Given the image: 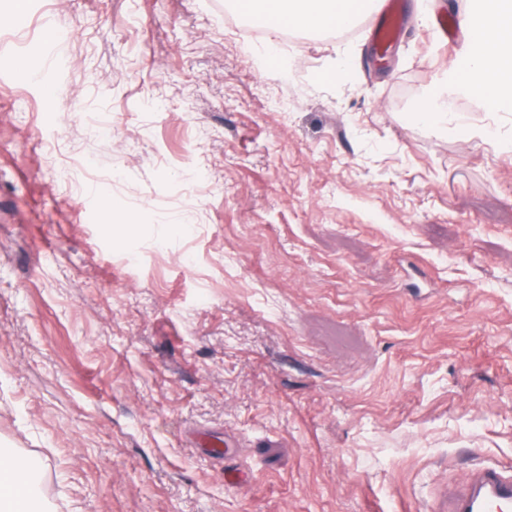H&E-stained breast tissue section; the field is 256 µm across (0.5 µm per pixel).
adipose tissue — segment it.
<instances>
[{
  "mask_svg": "<svg viewBox=\"0 0 512 512\" xmlns=\"http://www.w3.org/2000/svg\"><path fill=\"white\" fill-rule=\"evenodd\" d=\"M355 0H247L259 17L270 20V32L292 27L331 31L354 25L360 18ZM484 23L468 54L465 68L449 64L438 86L412 111V121L441 125L448 118L446 91L485 92L492 111L512 112V0H480ZM35 461L0 449V512H39L37 493L14 497L15 486H27Z\"/></svg>",
  "mask_w": 512,
  "mask_h": 512,
  "instance_id": "adipose-tissue-1",
  "label": "adipose tissue"
}]
</instances>
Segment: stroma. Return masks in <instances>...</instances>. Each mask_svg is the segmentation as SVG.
Returning a JSON list of instances; mask_svg holds the SVG:
<instances>
[{
	"label": "stroma",
	"instance_id": "stroma-1",
	"mask_svg": "<svg viewBox=\"0 0 512 512\" xmlns=\"http://www.w3.org/2000/svg\"><path fill=\"white\" fill-rule=\"evenodd\" d=\"M404 3L383 60L376 12L0 0V447L50 512H428L512 464V117L411 121L472 4ZM237 6L247 3L253 14L273 21L267 29L276 33L292 27L307 30L331 31L354 25L363 15L373 10L376 0H366V10H353L355 0H247L232 1Z\"/></svg>",
	"mask_w": 512,
	"mask_h": 512
}]
</instances>
